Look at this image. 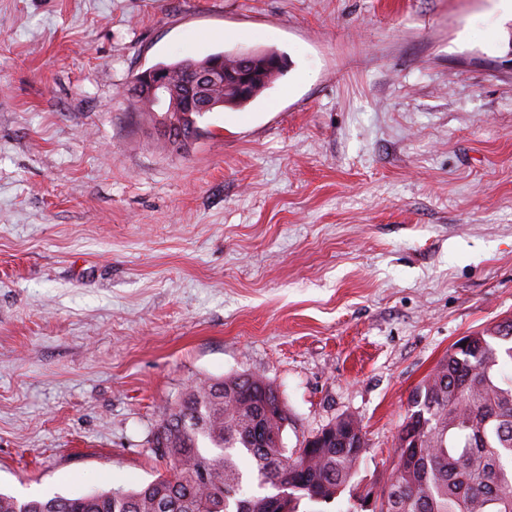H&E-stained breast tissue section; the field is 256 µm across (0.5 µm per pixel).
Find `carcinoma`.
Listing matches in <instances>:
<instances>
[{"instance_id":"1","label":"carcinoma","mask_w":512,"mask_h":512,"mask_svg":"<svg viewBox=\"0 0 512 512\" xmlns=\"http://www.w3.org/2000/svg\"><path fill=\"white\" fill-rule=\"evenodd\" d=\"M281 73L266 70L249 97L228 89L224 106L242 108ZM197 129L196 113H150ZM512 321L475 333L466 349H451L411 392L406 425L416 446L396 462L376 512H512ZM286 410L266 378L233 374L186 388L163 414L168 474L131 489L20 501L0 493V512H273L288 497L300 505L331 503L350 485L365 433L351 417L333 424L334 437L286 455Z\"/></svg>"}]
</instances>
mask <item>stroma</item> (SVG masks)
Listing matches in <instances>:
<instances>
[{
	"mask_svg": "<svg viewBox=\"0 0 512 512\" xmlns=\"http://www.w3.org/2000/svg\"><path fill=\"white\" fill-rule=\"evenodd\" d=\"M271 49L175 151L128 90ZM512 320L505 0H0V492L129 489L194 381L265 377L288 455L338 418L381 488L411 391Z\"/></svg>",
	"mask_w": 512,
	"mask_h": 512,
	"instance_id": "35a3bbf8",
	"label": "stroma"
}]
</instances>
